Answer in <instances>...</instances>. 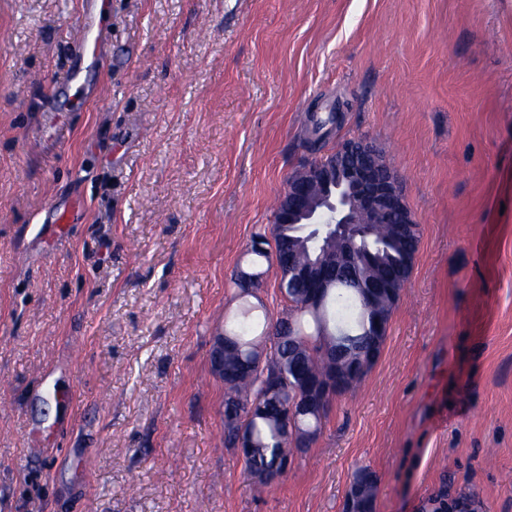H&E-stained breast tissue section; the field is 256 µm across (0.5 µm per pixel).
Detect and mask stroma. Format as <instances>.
<instances>
[{"label": "stroma", "mask_w": 512, "mask_h": 512, "mask_svg": "<svg viewBox=\"0 0 512 512\" xmlns=\"http://www.w3.org/2000/svg\"><path fill=\"white\" fill-rule=\"evenodd\" d=\"M105 4L76 112L84 0H0V512H344L363 467L376 512H512V0ZM330 112L420 243L379 358L264 486L210 353Z\"/></svg>", "instance_id": "1"}]
</instances>
